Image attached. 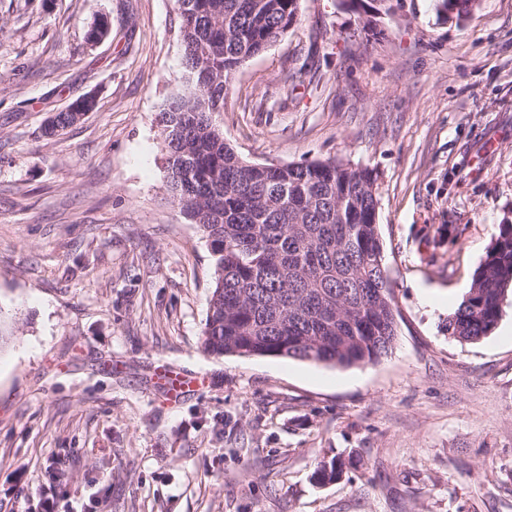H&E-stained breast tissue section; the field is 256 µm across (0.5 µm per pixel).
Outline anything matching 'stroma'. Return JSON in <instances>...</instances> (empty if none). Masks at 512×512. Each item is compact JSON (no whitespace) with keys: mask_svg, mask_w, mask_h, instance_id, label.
<instances>
[{"mask_svg":"<svg viewBox=\"0 0 512 512\" xmlns=\"http://www.w3.org/2000/svg\"><path fill=\"white\" fill-rule=\"evenodd\" d=\"M184 76L174 0H0V512H512V297L446 331L512 224V0H300L231 83L245 160L376 174L400 318L373 365L203 351L213 255L159 124ZM480 0H437V11L439 13L440 4H447L448 7H441V17L444 20L454 21L452 13H448V10L454 12L456 24L460 23V20L469 18L480 5ZM83 104L80 108H71L70 112H58L55 113L50 120H48L47 124L44 126L43 135L46 137H53L57 135L60 131L74 125L79 120L76 118V113L81 112V115H85L86 112H90L94 106L95 101L92 95H86L83 97ZM82 116V117H83ZM56 128H61L56 131Z\"/></svg>","mask_w":512,"mask_h":512,"instance_id":"1","label":"stroma"}]
</instances>
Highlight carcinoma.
<instances>
[{
    "label": "carcinoma",
    "mask_w": 512,
    "mask_h": 512,
    "mask_svg": "<svg viewBox=\"0 0 512 512\" xmlns=\"http://www.w3.org/2000/svg\"><path fill=\"white\" fill-rule=\"evenodd\" d=\"M469 18L480 0H437ZM185 88L160 113L168 190L210 242L214 280L202 332L215 357L270 356L347 368L375 364L399 312L377 224L376 175L328 158L261 170L224 141V98L237 70L285 33L299 0H175ZM77 123L57 112L43 135ZM448 316L475 342L512 294V224L499 234Z\"/></svg>",
    "instance_id": "carcinoma-1"
}]
</instances>
